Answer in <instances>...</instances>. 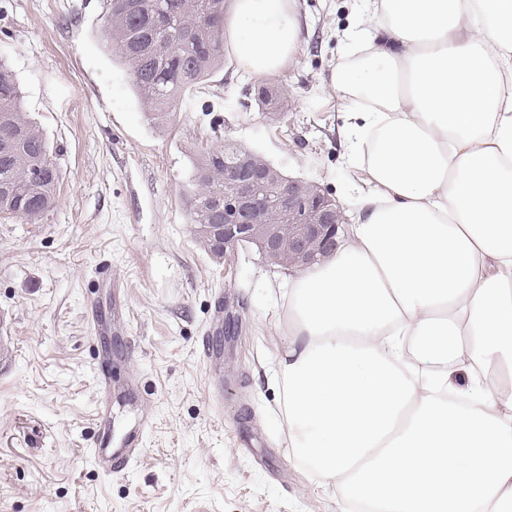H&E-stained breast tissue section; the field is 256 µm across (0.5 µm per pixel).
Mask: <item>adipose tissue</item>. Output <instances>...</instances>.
<instances>
[{
  "label": "adipose tissue",
  "instance_id": "obj_1",
  "mask_svg": "<svg viewBox=\"0 0 512 512\" xmlns=\"http://www.w3.org/2000/svg\"><path fill=\"white\" fill-rule=\"evenodd\" d=\"M328 84L349 112L346 239L280 292L288 445L377 512H512V0H360ZM296 0H234L262 78Z\"/></svg>",
  "mask_w": 512,
  "mask_h": 512
}]
</instances>
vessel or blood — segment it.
Here are the masks:
<instances>
[{"instance_id": "1", "label": "vessel or blood", "mask_w": 512, "mask_h": 512, "mask_svg": "<svg viewBox=\"0 0 512 512\" xmlns=\"http://www.w3.org/2000/svg\"><path fill=\"white\" fill-rule=\"evenodd\" d=\"M96 419L98 433L92 445L93 464L98 471L108 476L121 473L129 461L137 456L147 421L139 419L134 427L124 433L121 447H113L112 383L103 374L98 377Z\"/></svg>"}]
</instances>
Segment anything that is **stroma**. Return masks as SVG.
<instances>
[{
	"instance_id": "obj_1",
	"label": "stroma",
	"mask_w": 512,
	"mask_h": 512,
	"mask_svg": "<svg viewBox=\"0 0 512 512\" xmlns=\"http://www.w3.org/2000/svg\"><path fill=\"white\" fill-rule=\"evenodd\" d=\"M296 53L266 84L232 54L180 102L146 120L106 48L105 0H0V62L53 149L56 202L38 222L0 217V512H351L298 462L269 383L284 343L269 296L282 270L242 252L232 267L196 240L186 196L202 146L228 139L340 208L346 107L325 78L354 0H298ZM109 361L114 437L153 420L139 458L100 473L97 374Z\"/></svg>"
}]
</instances>
